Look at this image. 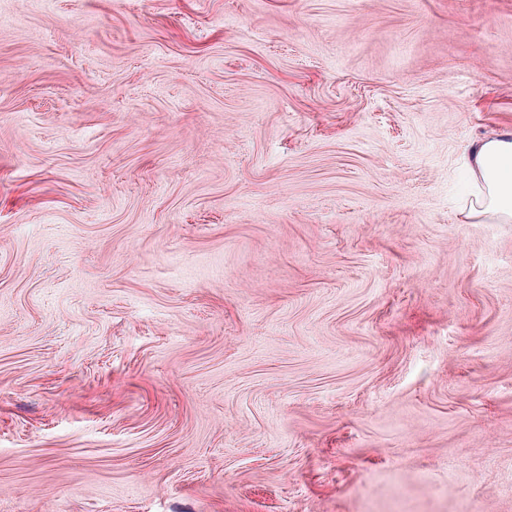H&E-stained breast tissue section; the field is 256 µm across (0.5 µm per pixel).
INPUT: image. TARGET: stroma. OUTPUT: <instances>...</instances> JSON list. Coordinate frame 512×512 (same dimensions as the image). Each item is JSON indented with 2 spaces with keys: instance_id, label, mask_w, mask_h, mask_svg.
<instances>
[{
  "instance_id": "stroma-1",
  "label": "stroma",
  "mask_w": 512,
  "mask_h": 512,
  "mask_svg": "<svg viewBox=\"0 0 512 512\" xmlns=\"http://www.w3.org/2000/svg\"><path fill=\"white\" fill-rule=\"evenodd\" d=\"M512 0H0V512H512ZM473 176L480 187V206L500 223L512 222V131L472 143Z\"/></svg>"
}]
</instances>
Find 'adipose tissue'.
<instances>
[{"label":"adipose tissue","instance_id":"obj_1","mask_svg":"<svg viewBox=\"0 0 512 512\" xmlns=\"http://www.w3.org/2000/svg\"><path fill=\"white\" fill-rule=\"evenodd\" d=\"M473 176L481 191L480 205L501 223L512 222V131L472 144Z\"/></svg>","mask_w":512,"mask_h":512}]
</instances>
